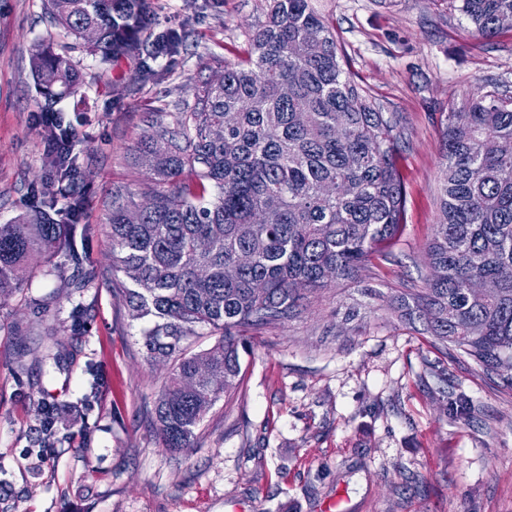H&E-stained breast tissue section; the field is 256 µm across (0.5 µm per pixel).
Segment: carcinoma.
Here are the masks:
<instances>
[{"label": "carcinoma", "mask_w": 512, "mask_h": 512, "mask_svg": "<svg viewBox=\"0 0 512 512\" xmlns=\"http://www.w3.org/2000/svg\"><path fill=\"white\" fill-rule=\"evenodd\" d=\"M55 24L103 64L144 49L152 36L149 0H45ZM489 41L508 31L512 0H448ZM97 33L94 43L83 39ZM154 37V36H152ZM185 34L154 37L175 50ZM30 66L50 108L77 93L72 58L42 42ZM224 81L201 83L190 110L153 119L136 149L156 189L137 224L134 194L118 187L105 224L111 271L151 364L171 366L154 405L161 447L172 454L196 447L207 413L237 385L243 333L281 325L310 304L311 294L355 282L371 256L394 259L405 223L406 191L398 167L403 131L368 90L345 71L336 35L311 0H269L265 20L248 37L247 57L224 63ZM224 127V137L212 130ZM512 96L479 85L460 106L448 105L440 145L439 219L427 248L429 274L417 293L398 289L387 306L428 342L472 360L512 391ZM215 185L219 193L209 194ZM72 217L57 224L46 211L0 224V303L27 287L29 256L52 269L78 267L83 199L65 194ZM250 265L227 277L239 254ZM65 258V262L58 258ZM474 281L490 284L483 293ZM88 310L74 305L68 320L47 330L51 351L66 358L60 335L85 331ZM208 328L218 336L205 350L190 341ZM90 392L105 384L91 373ZM37 436L26 454L53 460L71 439L61 426L67 406L42 384L29 392Z\"/></svg>", "instance_id": "obj_1"}]
</instances>
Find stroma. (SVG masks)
<instances>
[{
    "label": "stroma",
    "mask_w": 512,
    "mask_h": 512,
    "mask_svg": "<svg viewBox=\"0 0 512 512\" xmlns=\"http://www.w3.org/2000/svg\"><path fill=\"white\" fill-rule=\"evenodd\" d=\"M150 5L155 32L185 31L183 45L107 69L51 24L45 0H0V224L49 205L58 223L70 221L52 197L30 67L50 38L69 49L82 79L54 109L73 131L71 189L84 195L81 221L94 228L82 267L51 272L33 257L29 288L0 306V465L11 473L0 512H512V392L432 348L382 300L424 285L448 106L485 82L512 94V34L478 43L448 0H312L351 75L401 122L406 225L396 259H373L361 282L332 285L287 324L254 331L237 387L208 412L196 449L174 456L152 418L169 368L147 362L139 324L113 292L104 224L114 188L139 199L155 188L135 161L150 113L172 121L218 61H237L266 3ZM85 270L97 273L91 287H68ZM49 296L54 315L37 318L32 302ZM77 303L91 327L70 339L64 368L35 361L45 326ZM19 351L28 354L22 369ZM90 365L106 387L92 411L68 416L75 439L51 462L27 456L37 426L30 382L74 402ZM460 393L470 409L449 416Z\"/></svg>",
    "instance_id": "35a3bbf8"
}]
</instances>
